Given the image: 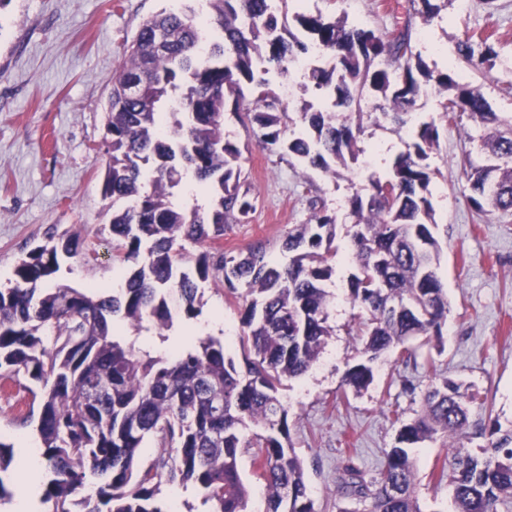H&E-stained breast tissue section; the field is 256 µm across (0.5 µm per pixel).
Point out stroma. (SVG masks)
Segmentation results:
<instances>
[{"label":"stroma","mask_w":512,"mask_h":512,"mask_svg":"<svg viewBox=\"0 0 512 512\" xmlns=\"http://www.w3.org/2000/svg\"><path fill=\"white\" fill-rule=\"evenodd\" d=\"M176 0H8L0 8V288L10 287L14 269L33 247L48 238L78 235L81 255L61 258L56 283L73 288L113 289L127 268L115 263L109 233L108 203L103 200L104 105L118 62L139 24ZM396 0H306L308 11L347 15L383 27L394 21ZM493 32L501 56H512V0H470L466 13L445 14L429 29L433 49L415 43L429 66L454 58L467 31ZM493 111L512 113V73L465 69ZM224 131L242 149V166L255 209L224 232V246L239 249L267 241L282 259L280 241L294 224L312 215L304 182L319 189L340 223H347L350 177L332 179L294 159L263 150L234 117ZM467 131L442 130L431 156L437 234L442 242L440 273L447 288V331L442 339L422 338L412 356L392 351L375 370L362 394L343 385L361 341L352 326L347 297L345 236H337L336 298L331 324L335 333L318 362L283 390L290 436L305 469L316 512H370L371 502L342 495L338 479L345 465L377 476L399 429L420 409L427 389L445 379L461 383L472 396L466 451L480 452L484 429L512 428V214L482 217L467 202L457 166L468 149ZM202 313L179 320L168 342L150 337L155 350L205 336L224 340L239 355L240 314L227 302L217 280L203 285ZM22 388L0 391V441L14 447L15 498L0 505L13 512L25 498L29 512H45L41 480L30 479L28 441L36 439L35 420H21ZM447 453L441 442L421 443L414 451V485L423 512H453L446 483L437 476Z\"/></svg>","instance_id":"1"}]
</instances>
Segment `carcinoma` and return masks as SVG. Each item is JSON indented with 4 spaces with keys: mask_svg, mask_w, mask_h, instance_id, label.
I'll list each match as a JSON object with an SVG mask.
<instances>
[{
    "mask_svg": "<svg viewBox=\"0 0 512 512\" xmlns=\"http://www.w3.org/2000/svg\"><path fill=\"white\" fill-rule=\"evenodd\" d=\"M275 2L205 0L203 13L190 3L162 10L142 21L115 68L103 196L112 207L114 257L129 266L117 291L45 287L61 257L79 254L77 236L51 237L30 250L13 285L0 288V388L22 377L31 382L21 420L38 414L42 502L52 512H171L158 498L164 485L194 488L210 512H247L243 448L266 488L263 512H315L280 389L309 371L334 334L336 214L311 185L309 223L293 225L281 243L288 262L273 261L263 241L236 251L217 247L226 225L255 208L242 151L224 134L225 114L262 149L333 178L367 155L368 128L390 122L411 139L385 174L370 173L347 200L348 298L362 336L361 358L344 377L354 393L372 384L383 355L401 347L410 356L407 343L439 338L447 325L427 163L440 129L414 116L423 89L443 97L445 123L466 119L486 128L469 135L475 152L458 163L471 208L481 216L512 213V113L491 111L453 67L432 70L414 52V19L428 25L455 0H408L402 20L382 29L300 10L294 21L302 37ZM313 46L330 65H314L308 81L332 108L303 103L298 130L275 77H286ZM456 55L478 69L498 58L489 36L469 31ZM135 83L142 94L129 93ZM189 177L209 192L210 210L170 200ZM188 244L200 248L193 259ZM217 277L241 302L243 363L212 336L162 355L116 333L119 318L166 339L176 320L202 313L200 289ZM469 402L451 380L431 387L416 417L402 424L379 477L368 481L348 465L341 493L372 499L371 512H422L409 448L438 436L448 443L440 477L454 512H497L512 500V430L492 429L479 455L458 448L452 440L466 434ZM147 440L160 448L149 460L142 456ZM12 462V446L0 441V505L13 497Z\"/></svg>",
    "mask_w": 512,
    "mask_h": 512,
    "instance_id": "cac0c4a2",
    "label": "carcinoma"
}]
</instances>
